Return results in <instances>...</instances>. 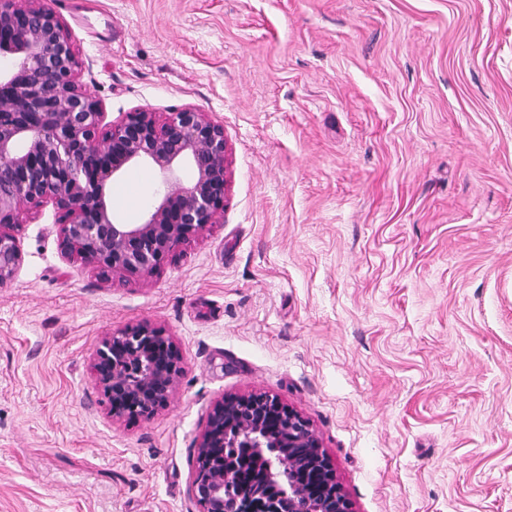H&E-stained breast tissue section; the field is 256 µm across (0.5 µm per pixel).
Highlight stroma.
<instances>
[{"mask_svg":"<svg viewBox=\"0 0 512 512\" xmlns=\"http://www.w3.org/2000/svg\"><path fill=\"white\" fill-rule=\"evenodd\" d=\"M105 122L224 125L222 223L146 278L23 212L0 285V512H198L211 405L312 424L354 512H512V0H45ZM164 326L169 405L115 421L103 335Z\"/></svg>","mask_w":512,"mask_h":512,"instance_id":"35a3bbf8","label":"stroma"}]
</instances>
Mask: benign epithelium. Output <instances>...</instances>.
Wrapping results in <instances>:
<instances>
[{"mask_svg":"<svg viewBox=\"0 0 512 512\" xmlns=\"http://www.w3.org/2000/svg\"><path fill=\"white\" fill-rule=\"evenodd\" d=\"M0 52L18 69L0 75V284L23 262L19 217L50 202L57 246L68 260L95 265L100 278L147 277L190 240L224 218L228 147L224 124L194 107L161 114L135 109L107 126L100 102L82 87L80 63L60 17L43 0H0ZM164 174L160 201L140 224L114 219L104 189L141 162ZM184 163L192 177L178 173ZM112 420H149L178 387L183 357L166 329L128 324L104 336L92 362ZM253 439L254 451L280 434L287 456L267 461L273 489L248 484L232 497L236 466L211 470L230 427ZM189 494L201 512H354L310 422L263 392L213 404L196 447Z\"/></svg>","mask_w":512,"mask_h":512,"instance_id":"benign-epithelium-1","label":"benign epithelium"}]
</instances>
